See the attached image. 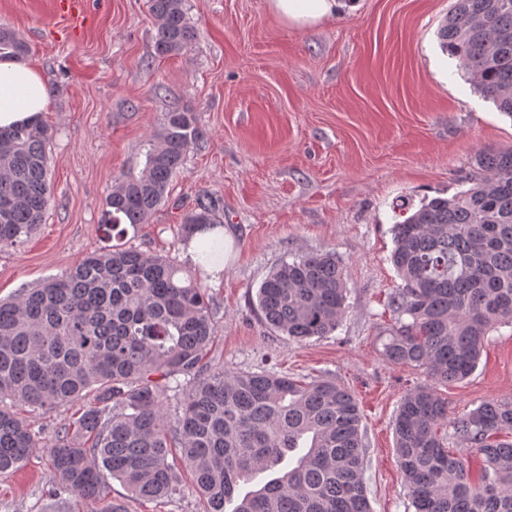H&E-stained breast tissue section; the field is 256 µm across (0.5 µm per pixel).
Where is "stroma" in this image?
I'll list each match as a JSON object with an SVG mask.
<instances>
[{
	"label": "stroma",
	"instance_id": "stroma-1",
	"mask_svg": "<svg viewBox=\"0 0 512 512\" xmlns=\"http://www.w3.org/2000/svg\"><path fill=\"white\" fill-rule=\"evenodd\" d=\"M54 2L0 0V25L29 45L26 62L45 83L41 119L54 157L43 223L0 253V300L112 245L102 225L108 194L119 177L142 171L143 146L164 113L190 109L201 137L165 204L128 241L182 260V216L203 195L220 198L224 276L200 278L214 312L212 360L347 387L366 432L372 512H413L392 421L402 398L431 379L381 355L394 322L388 296L399 283L393 206L452 196L480 151L512 147V117L440 48L438 29L456 0H346V9L301 27L269 0H184L197 36L165 58L154 52L148 0H83L76 29ZM323 251L344 265L339 327L303 343L275 335L257 310L261 282L294 255ZM435 390L453 419L483 401L512 399V328L492 332L469 377ZM181 478L169 502L133 497L115 479L104 501L126 512H203L189 470ZM48 482L40 452L0 474V512H42Z\"/></svg>",
	"mask_w": 512,
	"mask_h": 512
}]
</instances>
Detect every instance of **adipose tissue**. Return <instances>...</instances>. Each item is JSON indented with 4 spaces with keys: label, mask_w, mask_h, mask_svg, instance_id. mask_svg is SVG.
<instances>
[{
    "label": "adipose tissue",
    "mask_w": 512,
    "mask_h": 512,
    "mask_svg": "<svg viewBox=\"0 0 512 512\" xmlns=\"http://www.w3.org/2000/svg\"><path fill=\"white\" fill-rule=\"evenodd\" d=\"M271 6L288 22L304 26L333 15L341 0H271ZM47 106L39 72L20 61L0 60V129L36 120Z\"/></svg>",
    "instance_id": "obj_1"
}]
</instances>
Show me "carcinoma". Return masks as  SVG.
Here are the masks:
<instances>
[{
  "mask_svg": "<svg viewBox=\"0 0 512 512\" xmlns=\"http://www.w3.org/2000/svg\"><path fill=\"white\" fill-rule=\"evenodd\" d=\"M155 54L186 51L196 38L184 0H150ZM440 47L470 83L512 117V0H457L439 29ZM29 45L0 26V58ZM200 137L196 113H164L144 169L106 198L111 227L148 223L172 176ZM51 129L40 119L0 130V253L19 247L51 202ZM468 188L424 198L392 227L390 260L401 284L382 347L391 365L456 382L476 369L488 336L512 327V148L478 154ZM220 202L200 198L181 220L183 237L221 223ZM342 261L308 253L262 281L257 306L291 340L327 336L346 311ZM215 340L207 289L167 256L114 245L86 256L40 287L0 300V473L40 448L48 455V512L70 497L96 512L107 479L147 500L172 499L190 468L206 512H370L363 482L367 448L353 394L334 381L270 371L227 372L208 359ZM96 393L50 441L16 412L50 413ZM178 399L174 416L165 394ZM512 400L480 403L448 420V402L418 386L394 420L396 463L414 512H512ZM481 457L469 460L450 445ZM288 470L243 497L249 482L283 462Z\"/></svg>",
  "mask_w": 512,
  "mask_h": 512,
  "instance_id": "cac0c4a2",
  "label": "carcinoma"
}]
</instances>
